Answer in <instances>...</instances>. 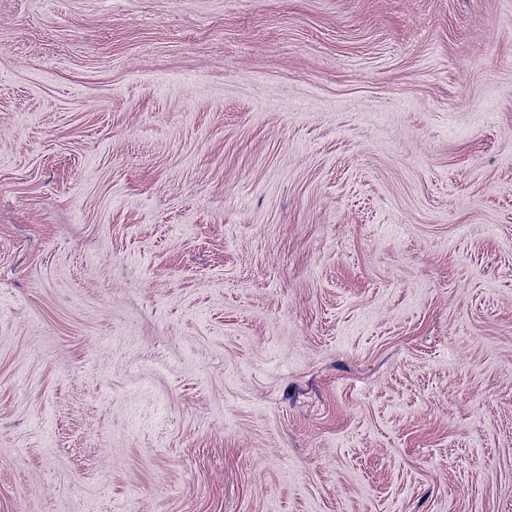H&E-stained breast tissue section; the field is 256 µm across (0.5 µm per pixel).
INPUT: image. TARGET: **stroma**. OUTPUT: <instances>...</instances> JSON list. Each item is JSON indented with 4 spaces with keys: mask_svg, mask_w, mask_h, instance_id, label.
<instances>
[{
    "mask_svg": "<svg viewBox=\"0 0 512 512\" xmlns=\"http://www.w3.org/2000/svg\"><path fill=\"white\" fill-rule=\"evenodd\" d=\"M0 512H512V0H0Z\"/></svg>",
    "mask_w": 512,
    "mask_h": 512,
    "instance_id": "35a3bbf8",
    "label": "stroma"
}]
</instances>
